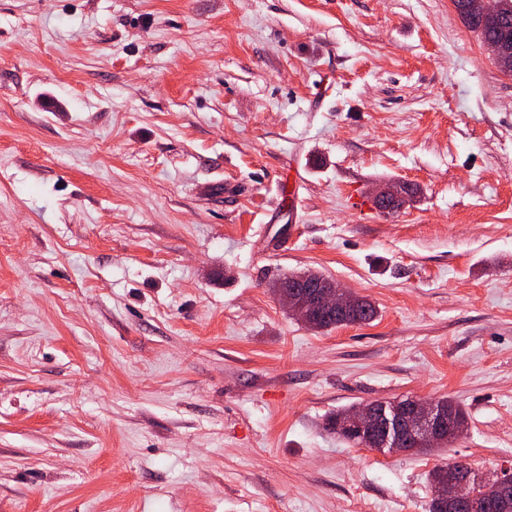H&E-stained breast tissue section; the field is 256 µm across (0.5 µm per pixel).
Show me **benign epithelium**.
<instances>
[{
	"instance_id": "1",
	"label": "benign epithelium",
	"mask_w": 512,
	"mask_h": 512,
	"mask_svg": "<svg viewBox=\"0 0 512 512\" xmlns=\"http://www.w3.org/2000/svg\"><path fill=\"white\" fill-rule=\"evenodd\" d=\"M404 193L400 185L385 184L373 191L376 206L384 211L397 209ZM278 298L288 310L301 321H306L319 311L332 315L346 312L353 295L335 284L312 283L310 289L298 292L283 288ZM418 434L421 444L426 445L445 440L449 434H459L458 428H446V415L438 403L426 398H413L410 404L402 400L372 402L350 409L348 414L336 421L335 429L345 437L362 436L373 438L374 430H380L383 445H388L395 432L403 424ZM512 484V473L502 472L492 481L476 482L470 476L461 473L441 488V495L457 507L472 512L478 508L479 498L498 496Z\"/></svg>"
}]
</instances>
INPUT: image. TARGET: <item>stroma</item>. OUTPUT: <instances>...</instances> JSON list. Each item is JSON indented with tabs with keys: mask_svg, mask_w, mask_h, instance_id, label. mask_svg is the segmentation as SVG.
<instances>
[{
	"mask_svg": "<svg viewBox=\"0 0 512 512\" xmlns=\"http://www.w3.org/2000/svg\"><path fill=\"white\" fill-rule=\"evenodd\" d=\"M407 396L467 429L328 426ZM455 461L512 466V74L452 0H0V512H428ZM402 189H401V187ZM385 184L373 191V199L376 206L384 211L396 210L399 206L401 200L404 198V193L406 194V198L401 202V206L413 197L415 192L413 189L409 188L407 185L403 184ZM404 193H403V192ZM309 288L311 289L298 292L285 287L277 295L282 304L302 322L319 311H326L332 315L344 313L350 308L352 299L356 296L330 283H312ZM377 315L375 305L364 297L357 296L355 299V309L353 312L346 314L342 318V324L331 325L330 323L308 325L311 329L322 330L328 329L333 326L350 325V324H362L372 321ZM437 402L443 403L448 407V412L451 421L458 428H463L468 424L467 411L456 401L450 398L436 399ZM436 400L426 398H411L410 406L408 407L402 402V399L392 401L372 402L363 406L355 408L336 411L328 419V426L336 434L342 436L345 440L356 445L348 437L362 436L372 441H377L373 437L375 428L380 429V437L383 440V447H386L392 440L395 432L399 431L404 421L407 422L409 428L418 434V439L421 444L411 440L408 436L400 440L399 447L401 450L398 452H415V453H431L440 450L443 444L434 446H424L436 441L445 440L449 434H460L461 429L457 427L454 429L446 428V415L443 409L438 405ZM382 405V410L378 413L377 406ZM347 411L348 414L336 421V419L344 415ZM377 416L379 417L377 420ZM335 424V429L333 424ZM340 434H339V433ZM342 434V435H341ZM347 438H345V437Z\"/></svg>",
	"mask_w": 512,
	"mask_h": 512,
	"instance_id": "stroma-1",
	"label": "stroma"
}]
</instances>
